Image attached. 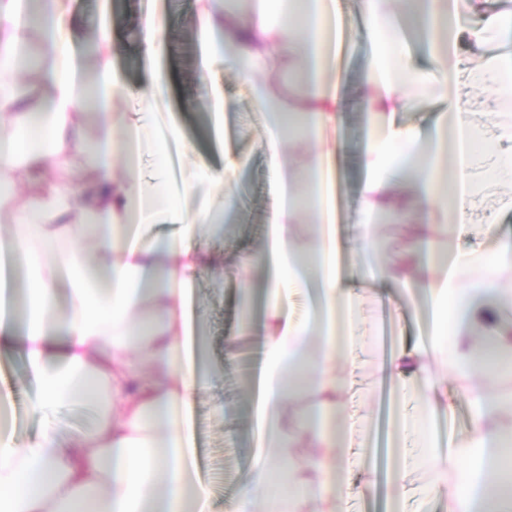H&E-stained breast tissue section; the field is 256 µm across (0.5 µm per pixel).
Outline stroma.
Listing matches in <instances>:
<instances>
[{"mask_svg": "<svg viewBox=\"0 0 512 512\" xmlns=\"http://www.w3.org/2000/svg\"><path fill=\"white\" fill-rule=\"evenodd\" d=\"M70 8L77 44L88 43L101 27H109L112 53L132 91L149 80L137 51L135 23L149 13L165 18L170 79L146 123L157 137L164 134L168 113H178L184 123L187 141L170 143L166 164L167 190L174 204L192 210H224L227 201L205 182L204 170L223 166L228 153L247 162L232 219L224 223L219 234L203 236L198 242L209 268L195 280L190 297L191 331L200 338L215 383L209 392L197 397L191 409L189 443L196 453L198 476L210 491L211 512H225L241 493L239 475L249 465L256 446L246 429L248 389L240 380V371L225 366L224 344L239 331V311L247 295L259 288L258 276L242 278L228 260L258 248L265 232L271 199L266 158L260 149L262 116L246 83L226 68L223 60L207 58L195 35L196 0H70ZM361 23L358 0H340L339 39L332 57L337 79L349 90L363 75L367 47L358 35ZM215 89L231 106L224 114L223 133L203 138L197 132L196 120L208 110ZM366 120L353 96H346L339 132L341 148L332 162L337 230L345 238L355 233ZM428 222L439 228L445 225L444 219L432 221L423 213L407 222L380 224L379 239L387 245L383 258H390L393 249L405 247L408 255L402 267L415 269L416 274L409 282L402 278L385 282L391 297L388 306L380 308L367 302L359 310L363 330L370 333L374 348L360 353L358 367L345 386L346 512H421L428 502L433 512H448L447 500L431 499L429 481L416 469L411 471L403 495L395 496L389 474L416 455L418 435L411 430L396 435V426L411 410V400L393 393L389 382L378 380L375 372L376 365L386 360L393 348L418 345L432 331L428 305L413 299L428 274L427 255L410 234L411 224ZM429 370L458 417L453 428L442 416L426 427V434L444 443L450 434L465 435L470 406L457 395V382L444 362H430ZM33 395L19 349L1 344L0 397L12 406V433L20 446L34 440L40 431V422L31 412Z\"/></svg>", "mask_w": 512, "mask_h": 512, "instance_id": "obj_1", "label": "stroma"}]
</instances>
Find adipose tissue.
<instances>
[{"label":"adipose tissue","instance_id":"obj_1","mask_svg":"<svg viewBox=\"0 0 512 512\" xmlns=\"http://www.w3.org/2000/svg\"><path fill=\"white\" fill-rule=\"evenodd\" d=\"M394 0H359L362 37L369 51L356 90L367 112L360 210L350 244L336 236L331 167L325 132L340 126L342 112L330 77L337 0H202L198 40L250 85L253 103L269 117L262 145L269 165L274 205L260 248L238 261L241 276L265 272L266 310L259 361L255 418L269 456L245 472L246 491L233 512H255L266 500L273 475L288 469L299 512H342L343 464L337 423L343 413V366H356L365 343L358 334L361 294L342 280L341 256L358 277L392 279V263L375 267L378 248L373 219L411 210L449 215L448 245H428L431 276L425 284L438 323L447 336L429 347L393 353L386 373L401 394L412 395L413 420L438 410L439 387L424 358L447 360L457 378L492 377L478 365L486 346L473 336L489 317L490 303L504 292L502 275L512 269V241L491 251L461 248L474 223L480 186L471 175L474 145L494 157L498 174L512 176V122L499 139L487 136L470 116L468 89L487 81L499 85L496 107L512 112V11L472 24L474 0H421L417 24L431 31L427 67L392 60L398 31ZM36 35L21 21V0H0V188L26 184L24 201L0 192L9 236L0 255L23 269L27 301L19 319L0 315V341L19 346L35 388L32 411L42 421L36 439L17 447L0 402V512H196L208 490L197 478L193 452L185 443L182 413L212 379L182 356L188 344L186 291L203 268L195 243L210 216L166 203L152 204L154 184L143 176L139 155L158 146L137 121L117 133L115 100L136 94L151 110L166 82L163 27L157 16L139 21L138 49L151 72L149 86L130 91L112 58L107 29L93 45L92 72L76 62L68 0H34ZM481 52L470 63L463 48ZM38 63L37 82L26 90L19 79L27 61ZM295 72L301 82L281 85ZM438 92L445 108L433 128L395 125L421 91ZM99 107L92 141L82 135L85 103ZM305 126L303 161H285L288 115ZM44 133L34 146L25 139L33 124ZM124 155L121 173L112 158ZM84 161L91 178L76 190L71 173ZM315 219L307 244L292 230L299 211ZM175 226L163 236L156 228ZM93 234L96 258L80 241ZM109 276L100 288L90 266ZM69 303L57 310V285ZM311 288L310 313L292 319L283 301L289 290ZM98 405L94 425L65 435L62 408L75 396ZM465 436L443 450L426 443L417 464L431 479L434 496L448 512H498L504 450L487 426L501 401L486 389L471 398ZM304 454H297L298 445Z\"/></svg>","mask_w":512,"mask_h":512}]
</instances>
